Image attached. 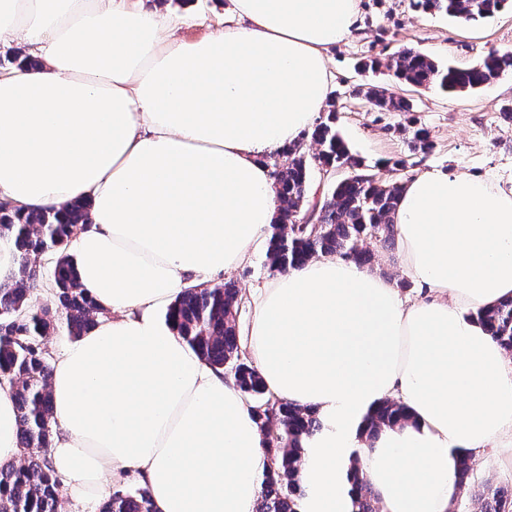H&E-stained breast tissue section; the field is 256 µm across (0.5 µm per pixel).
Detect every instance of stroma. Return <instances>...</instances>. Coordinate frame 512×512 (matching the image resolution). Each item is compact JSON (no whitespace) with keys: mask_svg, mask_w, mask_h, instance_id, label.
I'll return each mask as SVG.
<instances>
[{"mask_svg":"<svg viewBox=\"0 0 512 512\" xmlns=\"http://www.w3.org/2000/svg\"><path fill=\"white\" fill-rule=\"evenodd\" d=\"M225 0H164L169 12L203 16V25H189V37L208 33L224 19ZM360 20L350 39L333 50L334 74L330 98L336 104V127L351 153L368 165L386 183L403 182L433 168L498 174L512 178V123L501 108L512 100V73L475 92L448 94L437 89L399 83L388 71L361 70L360 62L386 58L412 48L437 61L467 67L490 49H512V10L493 18L463 23L442 14L415 12L409 0H361ZM371 85L406 97L413 115L427 129L433 148L426 154H411L397 127L404 117L397 112L373 109L357 90ZM402 158L404 170L385 168L388 159ZM512 450L489 448L472 458L473 478L454 504L455 512H477L478 499L486 486H511L512 468L504 463Z\"/></svg>","mask_w":512,"mask_h":512,"instance_id":"1","label":"stroma"}]
</instances>
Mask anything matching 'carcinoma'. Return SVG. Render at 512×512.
<instances>
[{"instance_id": "cac0c4a2", "label": "carcinoma", "mask_w": 512, "mask_h": 512, "mask_svg": "<svg viewBox=\"0 0 512 512\" xmlns=\"http://www.w3.org/2000/svg\"><path fill=\"white\" fill-rule=\"evenodd\" d=\"M508 0H412L411 6L428 14L442 13L463 22L490 18ZM362 66L387 69L399 81L414 87L435 86L443 91L470 92L512 72V50L494 49L467 68L441 65L429 56L403 49ZM357 93L387 112L409 114L412 104L386 89L371 86ZM413 153H428L429 132L414 118L400 128ZM311 139L317 151L305 147ZM274 178L278 209L270 225L266 265L285 272L322 255H336L360 267L371 264V251L359 247L373 240L383 248L394 246L391 216L400 199L401 184L383 183L364 168L336 129V111L330 110L311 134L296 144L265 158ZM343 169L329 198L309 199L312 169ZM314 211L313 223L303 229L294 222ZM90 224L89 205L74 201L62 208L26 213L0 208V236L13 240L17 251L14 276L0 281V381L9 382L18 420L22 453L12 465L0 466V512H58L62 483L49 462L52 445L51 354L46 338L59 329L80 337L93 329L103 309L79 288L68 246ZM53 256L49 284L55 304H35L31 289L37 286L39 255ZM242 296L232 280L203 288H186L166 308L165 322L206 364L229 373L235 386L253 404L263 432L266 465L261 481L260 512H301L306 489L300 475L303 438L318 432L322 423L316 411L297 407L268 395L258 368L244 356L236 328ZM480 319L504 348L512 351V300L480 312ZM406 418L404 408L385 401L371 416L367 432L378 431ZM352 512H380L373 490L353 475ZM100 512H152L145 486L121 488L105 500ZM479 512H512V489H488Z\"/></svg>"}]
</instances>
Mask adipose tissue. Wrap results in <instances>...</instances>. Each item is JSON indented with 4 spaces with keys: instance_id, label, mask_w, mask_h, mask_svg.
Returning <instances> with one entry per match:
<instances>
[{
    "instance_id": "1",
    "label": "adipose tissue",
    "mask_w": 512,
    "mask_h": 512,
    "mask_svg": "<svg viewBox=\"0 0 512 512\" xmlns=\"http://www.w3.org/2000/svg\"><path fill=\"white\" fill-rule=\"evenodd\" d=\"M224 13L187 38L145 0H0V44L38 60L0 75V197L90 205L69 253L106 315L53 363L49 450L88 501L133 477L155 512L259 507L250 406L157 312L267 241L263 157L322 112L359 0H227ZM393 222L423 299L333 255L251 294L246 346L268 392L323 423L303 443V512H350L356 461L381 512H450L459 457L512 447V360L477 317L512 298V186L430 169L403 185ZM386 400L409 420L367 445ZM20 455L2 384L0 465Z\"/></svg>"
}]
</instances>
